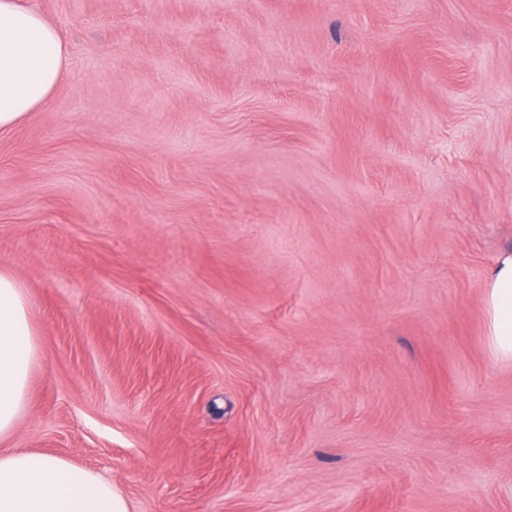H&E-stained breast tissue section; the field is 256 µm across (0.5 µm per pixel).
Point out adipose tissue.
<instances>
[{
    "label": "adipose tissue",
    "mask_w": 512,
    "mask_h": 512,
    "mask_svg": "<svg viewBox=\"0 0 512 512\" xmlns=\"http://www.w3.org/2000/svg\"><path fill=\"white\" fill-rule=\"evenodd\" d=\"M69 49L33 0H0V134L51 101L69 77ZM487 347L512 363V250L486 276ZM38 345L26 289L0 265V441L29 410ZM0 512H130L126 498L98 473L62 458L0 451Z\"/></svg>",
    "instance_id": "ef3b65f1"
}]
</instances>
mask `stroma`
I'll return each mask as SVG.
<instances>
[{"mask_svg":"<svg viewBox=\"0 0 512 512\" xmlns=\"http://www.w3.org/2000/svg\"><path fill=\"white\" fill-rule=\"evenodd\" d=\"M0 137L40 358L7 445L132 512H512V0H36ZM32 1L0 0V134L48 105L70 74L67 42ZM487 347L494 360L512 363V250L499 254L486 276Z\"/></svg>","mask_w":512,"mask_h":512,"instance_id":"1","label":"stroma"}]
</instances>
